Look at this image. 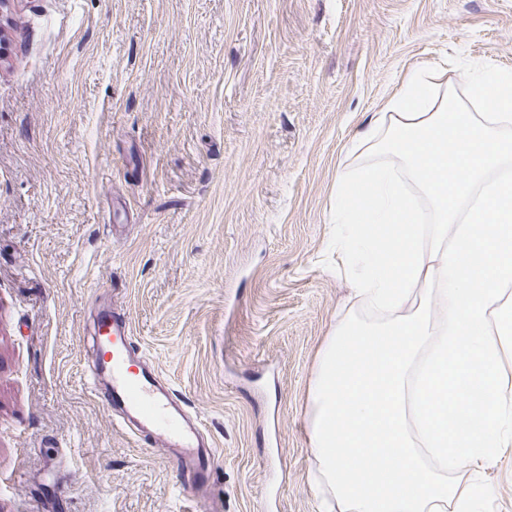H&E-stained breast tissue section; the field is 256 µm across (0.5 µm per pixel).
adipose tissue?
<instances>
[{
  "instance_id": "1",
  "label": "adipose tissue",
  "mask_w": 512,
  "mask_h": 512,
  "mask_svg": "<svg viewBox=\"0 0 512 512\" xmlns=\"http://www.w3.org/2000/svg\"><path fill=\"white\" fill-rule=\"evenodd\" d=\"M425 68L336 173L349 295L305 415L320 512H484L512 451V72Z\"/></svg>"
}]
</instances>
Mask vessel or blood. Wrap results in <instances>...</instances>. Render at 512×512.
Listing matches in <instances>:
<instances>
[{
	"label": "vessel or blood",
	"mask_w": 512,
	"mask_h": 512,
	"mask_svg": "<svg viewBox=\"0 0 512 512\" xmlns=\"http://www.w3.org/2000/svg\"><path fill=\"white\" fill-rule=\"evenodd\" d=\"M97 323L98 359L92 382L102 387L118 424L149 438L152 448L191 474L182 491L197 512H208L215 452L203 442L200 422L190 417L155 367L138 357L126 318L105 307L99 310Z\"/></svg>",
	"instance_id": "1"
}]
</instances>
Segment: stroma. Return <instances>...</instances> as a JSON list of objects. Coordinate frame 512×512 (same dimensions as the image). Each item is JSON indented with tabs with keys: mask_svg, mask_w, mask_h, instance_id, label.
<instances>
[{
	"mask_svg": "<svg viewBox=\"0 0 512 512\" xmlns=\"http://www.w3.org/2000/svg\"><path fill=\"white\" fill-rule=\"evenodd\" d=\"M0 512H194L87 379L94 311L198 416L222 512H318L336 171L415 66L512 71V0H6Z\"/></svg>",
	"mask_w": 512,
	"mask_h": 512,
	"instance_id": "stroma-1",
	"label": "stroma"
}]
</instances>
